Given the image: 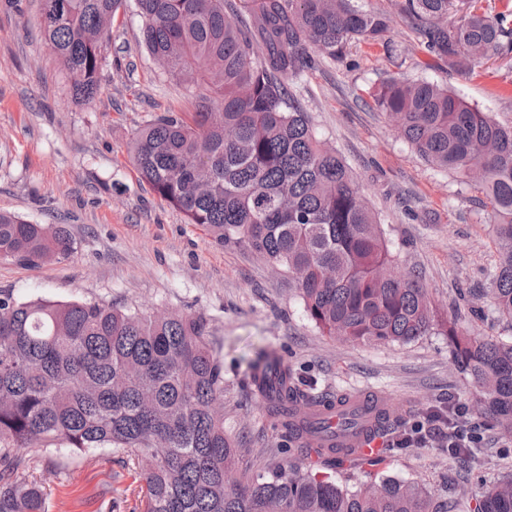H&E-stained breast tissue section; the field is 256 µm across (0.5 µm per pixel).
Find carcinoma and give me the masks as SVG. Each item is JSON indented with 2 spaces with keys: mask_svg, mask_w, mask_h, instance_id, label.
<instances>
[{
  "mask_svg": "<svg viewBox=\"0 0 512 512\" xmlns=\"http://www.w3.org/2000/svg\"><path fill=\"white\" fill-rule=\"evenodd\" d=\"M41 26L72 99L97 96L100 60L124 0H41ZM142 43L166 75L197 92L192 112H165L139 127L129 153L141 181L218 243L243 244L296 280L309 319L342 341L407 344L448 337L479 415L512 435V341L473 336L440 318L419 276L401 274L377 217L344 159L316 135L290 81L316 53L346 56L353 41L382 43L385 13L358 0H134ZM473 0H393L438 65L467 74L512 55V0L488 13ZM460 20H455L457 14ZM375 105L427 163L473 182L486 197L498 263L490 299L512 325V126L445 85L393 77ZM59 224L0 212V259L20 264L69 256ZM201 315L161 319L92 300H21L0 289V512H45L47 492L22 448H111L140 470L144 512H512V486L471 503L437 505L414 482L386 476L349 490L309 466L264 473L238 468L224 431V366ZM251 386L308 457L335 444L312 408L340 409V426L378 411L371 396L311 398L288 368L261 352Z\"/></svg>",
  "mask_w": 512,
  "mask_h": 512,
  "instance_id": "obj_1",
  "label": "carcinoma"
}]
</instances>
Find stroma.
<instances>
[{"label": "stroma", "mask_w": 512, "mask_h": 512, "mask_svg": "<svg viewBox=\"0 0 512 512\" xmlns=\"http://www.w3.org/2000/svg\"><path fill=\"white\" fill-rule=\"evenodd\" d=\"M391 14L390 46L358 43L346 58L321 59L293 79L320 139L354 172L402 269L415 272L441 317L476 336L512 339L496 321L487 286L498 259L485 196L456 173L426 164L377 110L372 94L391 77L448 85L470 104L512 125V59L450 73L426 54L389 0H359ZM40 0H0V211L66 227L71 256L22 265L0 259V289L21 299L98 300L146 313L203 314L224 365V427L244 447L240 467L285 463L280 427L245 383L258 351L279 355L311 396L375 392L394 400L393 438L448 402L469 407V377L448 339L409 344L343 342L308 318L295 281L249 249L219 245L142 182L130 160L136 129L165 112H189L194 94L168 78L141 42L134 6L119 11L94 102L74 103L40 26ZM476 458L449 460L441 438L386 451L378 460L337 463L332 474L355 488L392 476L429 488L440 501L478 497L512 477V437L483 419ZM32 475L47 512H143L135 467L101 448L83 454L33 447Z\"/></svg>", "instance_id": "1"}]
</instances>
